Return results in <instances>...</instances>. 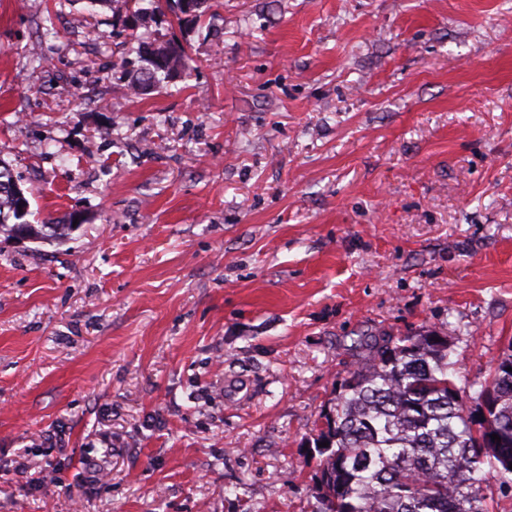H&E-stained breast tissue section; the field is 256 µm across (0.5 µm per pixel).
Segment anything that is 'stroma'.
<instances>
[{
	"label": "stroma",
	"instance_id": "obj_1",
	"mask_svg": "<svg viewBox=\"0 0 512 512\" xmlns=\"http://www.w3.org/2000/svg\"><path fill=\"white\" fill-rule=\"evenodd\" d=\"M0 0V512H318L372 337L512 344V0ZM187 76L133 96L139 45ZM87 2L91 6H106L112 11V14L116 16L128 17L129 15H133L136 18V26L139 25L138 23L147 15V12L143 11L144 9L133 10L132 6L135 5L136 2L134 1L133 4V0H88ZM19 182L12 168L0 160V235L11 238L20 235L19 238L31 240L66 236L72 228V220L69 224H30L23 220L29 213L30 202Z\"/></svg>",
	"mask_w": 512,
	"mask_h": 512
}]
</instances>
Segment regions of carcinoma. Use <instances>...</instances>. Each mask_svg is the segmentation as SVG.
Returning a JSON list of instances; mask_svg holds the SVG:
<instances>
[{"label": "carcinoma", "instance_id": "1", "mask_svg": "<svg viewBox=\"0 0 512 512\" xmlns=\"http://www.w3.org/2000/svg\"><path fill=\"white\" fill-rule=\"evenodd\" d=\"M88 3L138 22L147 15L133 0ZM205 4L177 0L179 12L194 19ZM139 58L143 66L129 85L136 94L189 67L184 47L170 41ZM29 208L19 178L0 160V235L60 239L72 228L31 224ZM370 352L341 380L316 438L328 443L317 448L320 512H493L489 478L512 489V345L487 379L463 387L446 336H383Z\"/></svg>", "mask_w": 512, "mask_h": 512}]
</instances>
